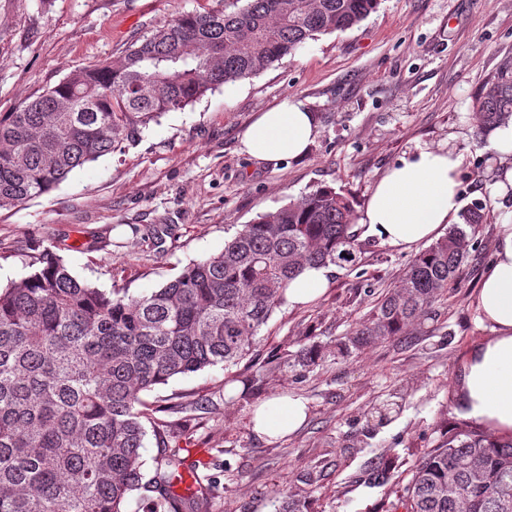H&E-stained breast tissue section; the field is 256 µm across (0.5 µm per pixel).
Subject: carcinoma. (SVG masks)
Wrapping results in <instances>:
<instances>
[{
  "label": "carcinoma",
  "instance_id": "1",
  "mask_svg": "<svg viewBox=\"0 0 512 512\" xmlns=\"http://www.w3.org/2000/svg\"><path fill=\"white\" fill-rule=\"evenodd\" d=\"M245 5H239V2ZM380 0H220L131 43L112 63L76 71L0 113V208L44 195L74 171L134 143L167 112L273 66L307 41L344 32ZM480 129L512 121V57L475 96ZM488 201L463 208L415 255L368 318L336 340V356L405 336L438 316L471 252ZM354 206L333 188L241 225L221 252L147 293L102 290L46 247L35 270L0 290V512H207L210 487L173 490L175 445L145 468V395L178 376L246 357L288 284L305 267L361 264ZM327 350L296 355L311 369ZM389 512H512V439L454 428L423 452Z\"/></svg>",
  "mask_w": 512,
  "mask_h": 512
}]
</instances>
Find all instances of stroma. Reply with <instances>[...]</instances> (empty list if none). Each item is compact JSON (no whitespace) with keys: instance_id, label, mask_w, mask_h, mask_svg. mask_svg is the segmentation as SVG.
Segmentation results:
<instances>
[{"instance_id":"stroma-1","label":"stroma","mask_w":512,"mask_h":512,"mask_svg":"<svg viewBox=\"0 0 512 512\" xmlns=\"http://www.w3.org/2000/svg\"><path fill=\"white\" fill-rule=\"evenodd\" d=\"M216 0H0V113L74 71L119 57L175 16ZM512 56V0H381L344 32L325 34L259 74L206 93L143 130L136 145L85 165L51 192L0 209V286L32 271L41 246L64 249L73 270L102 288L139 294L194 260L219 253L240 225L324 186L355 208L383 172L417 148L465 156L462 205L489 200L469 260L437 320L320 366H295L308 341L334 347L413 258L360 234V270L331 267L316 302L274 311L249 355L171 379L147 397L173 423L183 470L211 475L209 512H277L279 490L309 512H388L393 484L373 473L413 467L449 428L463 427L455 380L464 354L490 334L473 298L493 259L497 228L512 224V158L482 134L473 100ZM288 95L315 113L319 133L287 164L257 163L240 136ZM275 365L267 374V365ZM275 395L309 404L306 423L275 443L251 429L254 407ZM183 412L170 413L173 404ZM391 405L387 415L378 409Z\"/></svg>"}]
</instances>
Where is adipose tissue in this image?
Segmentation results:
<instances>
[{"label":"adipose tissue","mask_w":512,"mask_h":512,"mask_svg":"<svg viewBox=\"0 0 512 512\" xmlns=\"http://www.w3.org/2000/svg\"><path fill=\"white\" fill-rule=\"evenodd\" d=\"M317 134L307 103L285 97L260 112L241 142L256 162L303 157ZM463 159L454 150H421L387 168L360 214V224L391 246L409 250L433 241L456 220L461 208ZM474 304L491 334L471 349L455 382L463 420L493 437L512 436V224L499 227L495 257L485 269ZM308 417L297 398L275 396L252 418L258 437L276 439L295 432Z\"/></svg>","instance_id":"obj_1"}]
</instances>
